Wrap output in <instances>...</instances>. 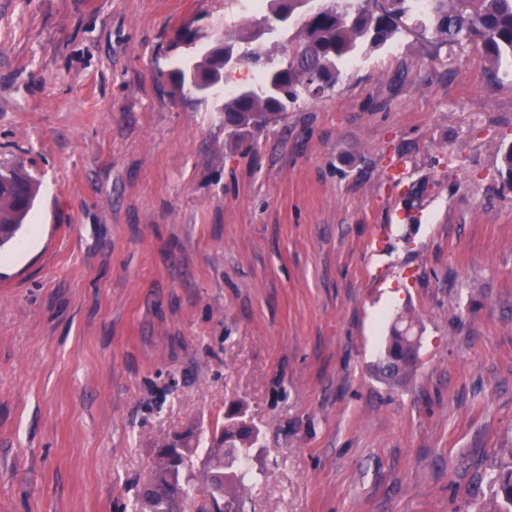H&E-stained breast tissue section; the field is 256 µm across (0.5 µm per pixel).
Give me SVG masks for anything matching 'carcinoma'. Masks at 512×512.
<instances>
[{"mask_svg": "<svg viewBox=\"0 0 512 512\" xmlns=\"http://www.w3.org/2000/svg\"><path fill=\"white\" fill-rule=\"evenodd\" d=\"M269 14L259 22L262 33L272 34L281 44V54H267L252 46V40H217L203 52L196 51V31L185 29L180 42L188 59L169 73V80L183 88L206 84L224 73L231 63L259 68L254 86L237 88L224 96V131L236 141L254 135L280 119L301 98L316 96L333 87L339 65L362 46L378 47L397 31L392 16L420 13L445 43L468 42L474 46L493 75L504 61L512 62V0H389V9L376 14L365 0H268ZM40 184L18 167H0V248L12 241L27 223ZM411 325L395 327L380 371L385 379L400 383L416 366L411 347ZM259 445V432L230 410L214 445L202 456L201 500L196 512H207L203 498L224 502V512H245V491L261 471L248 464ZM501 499L495 512H512V467L491 476ZM153 494L157 512H168L170 499L189 497L180 480L156 471Z\"/></svg>", "mask_w": 512, "mask_h": 512, "instance_id": "cac0c4a2", "label": "carcinoma"}]
</instances>
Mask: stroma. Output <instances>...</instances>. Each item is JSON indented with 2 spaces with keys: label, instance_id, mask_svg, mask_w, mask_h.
Here are the masks:
<instances>
[{
  "label": "stroma",
  "instance_id": "obj_1",
  "mask_svg": "<svg viewBox=\"0 0 512 512\" xmlns=\"http://www.w3.org/2000/svg\"><path fill=\"white\" fill-rule=\"evenodd\" d=\"M242 0H0V512H141L173 437L260 432L247 512H493L512 461V76L420 16L255 139L173 92ZM417 369L375 373L398 316ZM40 184L18 167H0V248L27 224Z\"/></svg>",
  "mask_w": 512,
  "mask_h": 512
}]
</instances>
